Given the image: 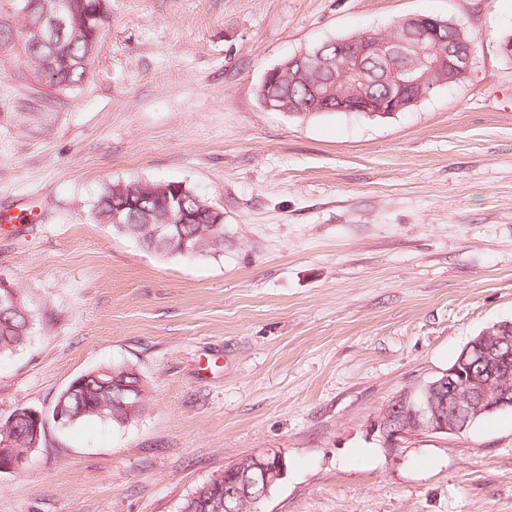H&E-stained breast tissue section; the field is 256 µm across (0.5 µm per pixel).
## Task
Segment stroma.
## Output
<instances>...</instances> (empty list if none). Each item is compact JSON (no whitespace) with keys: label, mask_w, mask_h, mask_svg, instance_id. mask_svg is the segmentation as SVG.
Here are the masks:
<instances>
[{"label":"stroma","mask_w":512,"mask_h":512,"mask_svg":"<svg viewBox=\"0 0 512 512\" xmlns=\"http://www.w3.org/2000/svg\"><path fill=\"white\" fill-rule=\"evenodd\" d=\"M415 14L476 36L469 79L383 118L261 104L290 55ZM510 35L512 0H112L89 80L26 119L35 86L0 60V284L34 314L0 356V423L113 363L151 397L124 427L49 425L0 512H178L267 450L287 472L258 512H512V411L395 451L371 429L512 321ZM134 181L223 207V257L98 223Z\"/></svg>","instance_id":"stroma-1"}]
</instances>
